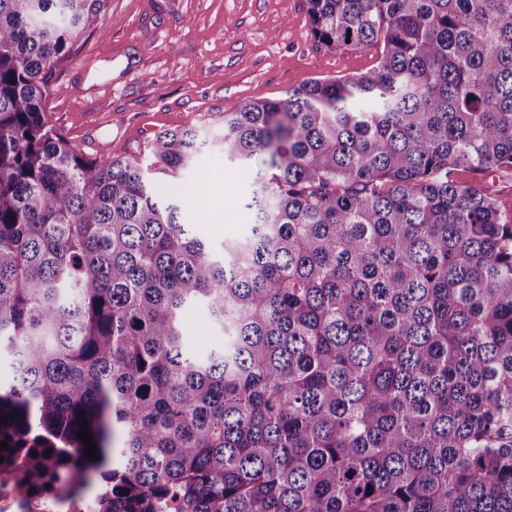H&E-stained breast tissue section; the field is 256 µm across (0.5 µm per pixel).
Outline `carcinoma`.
<instances>
[{
  "mask_svg": "<svg viewBox=\"0 0 512 512\" xmlns=\"http://www.w3.org/2000/svg\"><path fill=\"white\" fill-rule=\"evenodd\" d=\"M100 2L0 0V432L111 472L103 512H512V207L456 179L512 170V0H307L378 66L224 111L260 169L219 251L178 183L46 120ZM185 329L189 345L199 352L211 348L218 339V333L210 319L205 312L199 309H192L187 312L185 316Z\"/></svg>",
  "mask_w": 512,
  "mask_h": 512,
  "instance_id": "obj_1",
  "label": "carcinoma"
}]
</instances>
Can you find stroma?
<instances>
[{"instance_id":"35a3bbf8","label":"stroma","mask_w":512,"mask_h":512,"mask_svg":"<svg viewBox=\"0 0 512 512\" xmlns=\"http://www.w3.org/2000/svg\"><path fill=\"white\" fill-rule=\"evenodd\" d=\"M378 59L374 48L320 44L305 0H103L53 71L47 119L88 157H124L168 130L222 132L233 105L362 74ZM254 178L212 145L182 175L186 207L211 247L249 235Z\"/></svg>"}]
</instances>
